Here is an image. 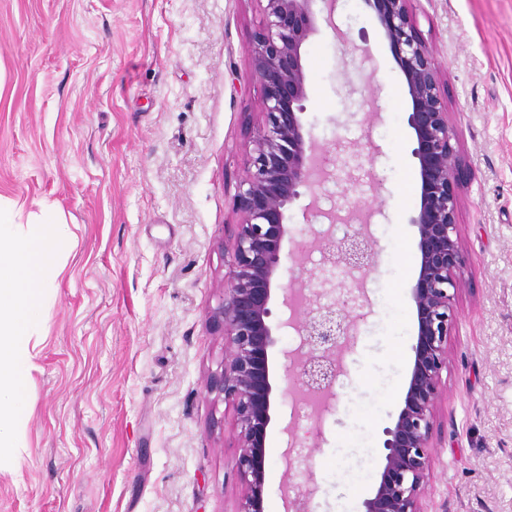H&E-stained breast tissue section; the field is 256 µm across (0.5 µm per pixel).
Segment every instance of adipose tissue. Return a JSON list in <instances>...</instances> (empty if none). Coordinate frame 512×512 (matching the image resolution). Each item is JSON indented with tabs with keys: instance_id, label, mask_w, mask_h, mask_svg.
I'll return each mask as SVG.
<instances>
[{
	"instance_id": "ef3b65f1",
	"label": "adipose tissue",
	"mask_w": 512,
	"mask_h": 512,
	"mask_svg": "<svg viewBox=\"0 0 512 512\" xmlns=\"http://www.w3.org/2000/svg\"><path fill=\"white\" fill-rule=\"evenodd\" d=\"M75 234L55 205L0 197V472L16 468L44 313Z\"/></svg>"
}]
</instances>
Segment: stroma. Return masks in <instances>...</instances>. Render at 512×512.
Wrapping results in <instances>:
<instances>
[{
    "instance_id": "1",
    "label": "stroma",
    "mask_w": 512,
    "mask_h": 512,
    "mask_svg": "<svg viewBox=\"0 0 512 512\" xmlns=\"http://www.w3.org/2000/svg\"><path fill=\"white\" fill-rule=\"evenodd\" d=\"M408 7L462 156L469 258L421 508L512 512V0ZM314 11L304 122L336 170L316 202L369 215L375 266L342 280L369 302L333 386L350 409L318 435L299 421L307 457L290 466L283 353L298 336L273 303L265 512H284V487L310 481L311 512H336L340 488L345 512H363L416 336L408 218L421 181L407 87L363 0H340L332 27L322 0ZM261 24L255 0H0V195L53 203L76 226L45 314L22 458L0 473V512H242L235 412L206 388L229 339L207 318L229 276L222 244L261 110L249 56ZM340 438L352 443L341 460Z\"/></svg>"
}]
</instances>
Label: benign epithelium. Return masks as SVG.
I'll use <instances>...</instances> for the list:
<instances>
[{"label":"benign epithelium","instance_id":"1","mask_svg":"<svg viewBox=\"0 0 512 512\" xmlns=\"http://www.w3.org/2000/svg\"><path fill=\"white\" fill-rule=\"evenodd\" d=\"M334 12L337 0H254L263 22L250 50L253 75L262 92L261 112L247 154L246 174L237 185V221L230 235L231 275L222 281L218 305L208 316L210 330L228 336L230 351L220 371L207 380L209 392L232 404L240 448L237 470L246 482L243 512H264L265 448L271 423L273 385L269 351L275 346L272 291L282 269V243L288 235L287 207L316 188L331 171L316 153L306 129V75L302 48L316 31L315 2ZM402 74L411 100L407 123L414 132L412 156L421 180L420 206L409 218L417 229L421 262L411 287L416 314L413 364L403 403L394 423L383 430V466L364 512H421L427 484L430 448L442 394V372L448 369V331L453 301L463 288L461 275L468 256L458 236L461 164L452 144L448 109L440 95L439 73L432 53L419 36L409 0H363ZM331 266L370 273L374 266L368 224L337 240L313 235ZM301 280L280 287L283 304L291 305L304 290ZM359 297L319 305L299 327L307 348L287 354L288 369L299 368L298 388L322 401L327 411L335 398L332 385L343 370L342 340L367 317ZM361 310L349 318L348 302ZM314 490L298 497L283 494L286 512H310Z\"/></svg>","mask_w":512,"mask_h":512}]
</instances>
